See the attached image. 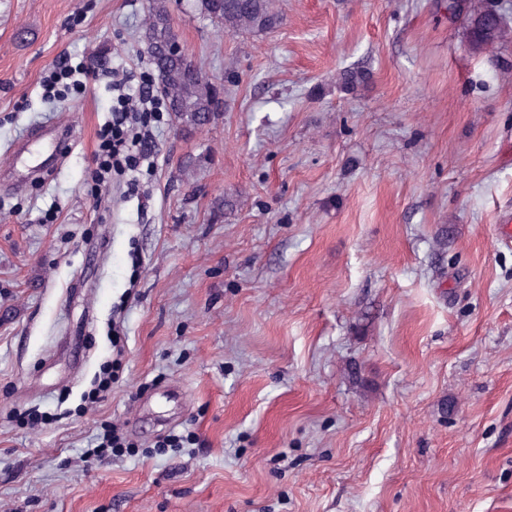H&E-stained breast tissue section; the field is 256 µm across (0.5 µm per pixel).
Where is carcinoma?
Segmentation results:
<instances>
[{"instance_id":"obj_1","label":"carcinoma","mask_w":512,"mask_h":512,"mask_svg":"<svg viewBox=\"0 0 512 512\" xmlns=\"http://www.w3.org/2000/svg\"><path fill=\"white\" fill-rule=\"evenodd\" d=\"M201 11L217 30L240 34L260 33L279 26L283 17L275 0H199ZM448 14L465 24L469 52L480 54L488 47L512 40L508 10L489 0L476 7L473 0H448ZM172 36L166 0H152L145 19L144 41L147 61L157 76V88L169 111L187 128L209 124L225 104L224 85L206 75L190 74L183 61L170 55L165 44ZM366 80L358 70L340 76V87L352 91Z\"/></svg>"}]
</instances>
